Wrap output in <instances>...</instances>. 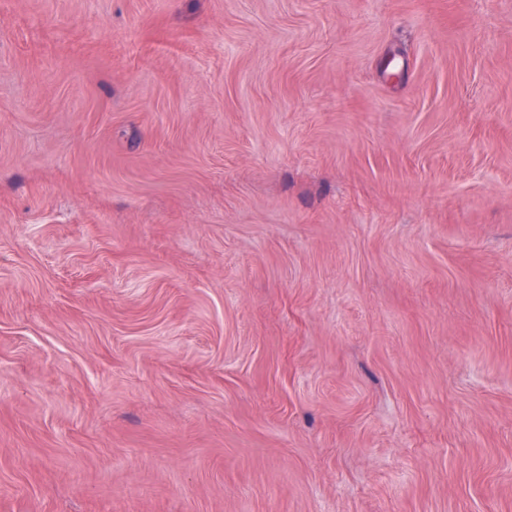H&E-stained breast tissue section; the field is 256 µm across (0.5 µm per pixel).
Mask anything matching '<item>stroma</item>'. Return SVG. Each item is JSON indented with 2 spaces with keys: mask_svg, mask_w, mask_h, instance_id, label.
Instances as JSON below:
<instances>
[{
  "mask_svg": "<svg viewBox=\"0 0 512 512\" xmlns=\"http://www.w3.org/2000/svg\"><path fill=\"white\" fill-rule=\"evenodd\" d=\"M0 512H512V0H0Z\"/></svg>",
  "mask_w": 512,
  "mask_h": 512,
  "instance_id": "1",
  "label": "stroma"
}]
</instances>
